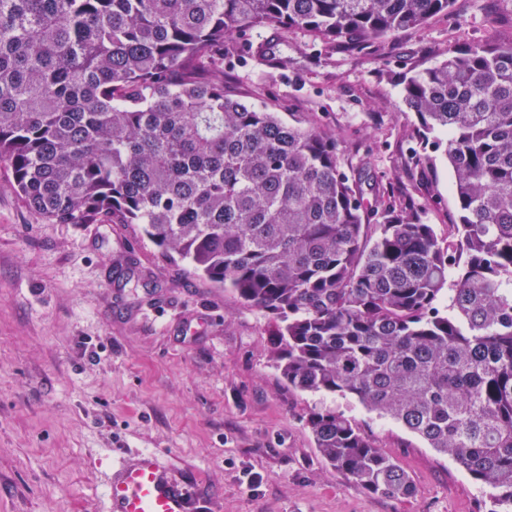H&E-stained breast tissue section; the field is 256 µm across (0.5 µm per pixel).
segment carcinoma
I'll return each instance as SVG.
<instances>
[{
    "instance_id": "obj_1",
    "label": "carcinoma",
    "mask_w": 512,
    "mask_h": 512,
    "mask_svg": "<svg viewBox=\"0 0 512 512\" xmlns=\"http://www.w3.org/2000/svg\"><path fill=\"white\" fill-rule=\"evenodd\" d=\"M455 0H0V166L48 224H139L264 312L288 388L350 396L512 512V38L402 77L413 163L452 170L453 237L365 205L336 139L224 94V42L265 26L361 49ZM368 493L414 486L352 419L306 418Z\"/></svg>"
}]
</instances>
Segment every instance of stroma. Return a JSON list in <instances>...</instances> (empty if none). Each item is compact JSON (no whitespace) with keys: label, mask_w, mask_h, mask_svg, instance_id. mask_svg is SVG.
<instances>
[{"label":"stroma","mask_w":512,"mask_h":512,"mask_svg":"<svg viewBox=\"0 0 512 512\" xmlns=\"http://www.w3.org/2000/svg\"><path fill=\"white\" fill-rule=\"evenodd\" d=\"M490 35L512 38V0H456L360 50L260 27L225 43L224 89L334 134L350 175L381 176L444 236L452 175L442 160L414 167L400 78ZM268 329L262 311L163 257L139 225L43 222L1 168L0 512H106L113 462L150 448L189 477L199 512H481L463 469L401 425L288 388ZM322 406L370 434L414 494L376 497L327 465L305 425Z\"/></svg>","instance_id":"obj_1"}]
</instances>
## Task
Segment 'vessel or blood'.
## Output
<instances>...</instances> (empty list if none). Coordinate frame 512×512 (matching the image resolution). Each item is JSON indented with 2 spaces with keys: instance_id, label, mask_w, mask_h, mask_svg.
I'll return each instance as SVG.
<instances>
[{
  "instance_id": "1",
  "label": "vessel or blood",
  "mask_w": 512,
  "mask_h": 512,
  "mask_svg": "<svg viewBox=\"0 0 512 512\" xmlns=\"http://www.w3.org/2000/svg\"><path fill=\"white\" fill-rule=\"evenodd\" d=\"M107 512H193L190 482L174 476L158 450L124 459L107 484Z\"/></svg>"
}]
</instances>
